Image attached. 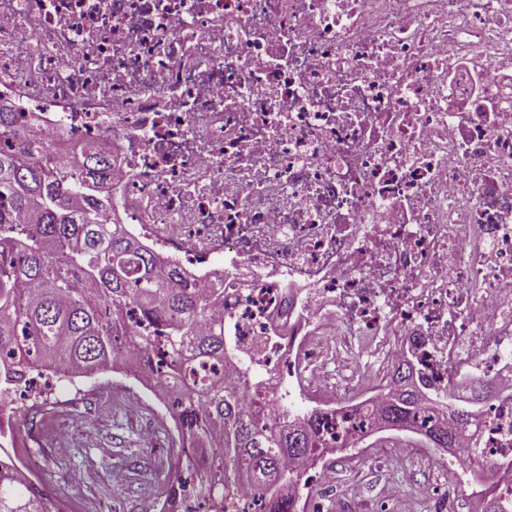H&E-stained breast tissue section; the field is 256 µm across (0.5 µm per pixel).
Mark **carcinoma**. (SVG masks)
<instances>
[{"label":"carcinoma","instance_id":"1","mask_svg":"<svg viewBox=\"0 0 512 512\" xmlns=\"http://www.w3.org/2000/svg\"><path fill=\"white\" fill-rule=\"evenodd\" d=\"M86 174L74 171L64 152H51L37 132L0 105V408L24 395L32 375L64 368L89 375L125 354L156 371L175 394L170 405L181 445L192 451L196 479L170 480L160 512L196 500L207 512H226L224 502L246 488L264 512H296L288 491L299 481L284 454L315 461L321 454L324 412L315 406L288 422L263 417L265 382L249 363L248 389L224 387V377L198 374L199 365L224 363L233 353L224 324L211 318L213 288L203 297L177 267L130 241L120 225L107 224V204L85 190L105 181V148L85 149ZM86 199L82 207L75 198ZM21 212L33 219L14 225ZM165 330L153 346L127 329L126 312ZM382 419L409 428L424 397L410 366L397 367ZM0 512H54V505L27 478L3 473ZM512 509V492H488L484 512Z\"/></svg>","mask_w":512,"mask_h":512}]
</instances>
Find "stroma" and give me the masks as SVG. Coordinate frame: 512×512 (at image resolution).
<instances>
[{"label": "stroma", "mask_w": 512, "mask_h": 512, "mask_svg": "<svg viewBox=\"0 0 512 512\" xmlns=\"http://www.w3.org/2000/svg\"><path fill=\"white\" fill-rule=\"evenodd\" d=\"M15 449L29 459L53 504L74 512H155L162 487L154 473L187 475V458L171 448L177 431L170 411L140 394L129 375L112 370L87 376L60 374L54 393L35 409L5 410ZM396 430L359 440L327 460L329 482L305 493L314 512H431L418 486L438 495L456 486L453 512H482L484 486L473 485L465 466L449 465L447 451H416L393 463Z\"/></svg>", "instance_id": "stroma-1"}]
</instances>
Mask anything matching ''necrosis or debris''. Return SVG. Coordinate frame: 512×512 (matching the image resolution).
Listing matches in <instances>:
<instances>
[{"label": "necrosis or debris", "mask_w": 512, "mask_h": 512, "mask_svg": "<svg viewBox=\"0 0 512 512\" xmlns=\"http://www.w3.org/2000/svg\"><path fill=\"white\" fill-rule=\"evenodd\" d=\"M0 99L110 143V224L239 356L324 404L355 367L487 387L452 461L512 489V0H0Z\"/></svg>", "instance_id": "obj_1"}]
</instances>
